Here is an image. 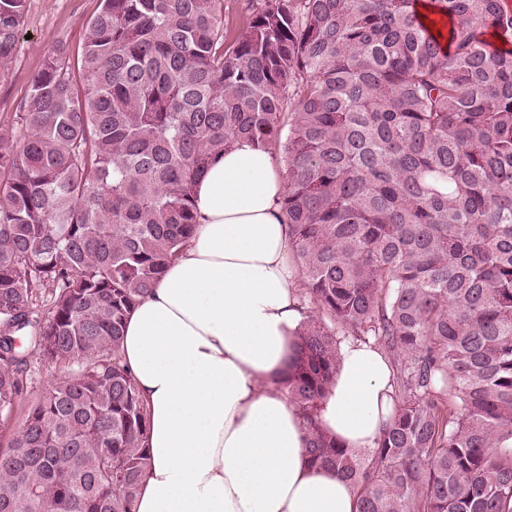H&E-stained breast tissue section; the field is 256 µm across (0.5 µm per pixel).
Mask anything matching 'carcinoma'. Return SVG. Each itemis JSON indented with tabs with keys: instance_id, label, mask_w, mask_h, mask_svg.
<instances>
[{
	"instance_id": "1",
	"label": "carcinoma",
	"mask_w": 512,
	"mask_h": 512,
	"mask_svg": "<svg viewBox=\"0 0 512 512\" xmlns=\"http://www.w3.org/2000/svg\"><path fill=\"white\" fill-rule=\"evenodd\" d=\"M29 0H0V65ZM100 0L80 78L65 45L0 137V512H131L149 460L123 328L196 226L193 186L238 139L283 148L307 306L275 383L310 462L359 512H512L509 0ZM397 357L376 446L317 410L339 337ZM66 372L28 401L33 363ZM250 13L248 0H224V26L235 34L245 24Z\"/></svg>"
}]
</instances>
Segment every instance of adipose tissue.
<instances>
[{
    "mask_svg": "<svg viewBox=\"0 0 512 512\" xmlns=\"http://www.w3.org/2000/svg\"><path fill=\"white\" fill-rule=\"evenodd\" d=\"M287 191L274 153L246 140L219 152L195 186V233L126 321L120 356L150 431L133 512H357L356 488L310 463L303 414L273 384L303 321ZM394 394L388 357L344 340L319 424L374 447Z\"/></svg>",
    "mask_w": 512,
    "mask_h": 512,
    "instance_id": "1",
    "label": "adipose tissue"
}]
</instances>
